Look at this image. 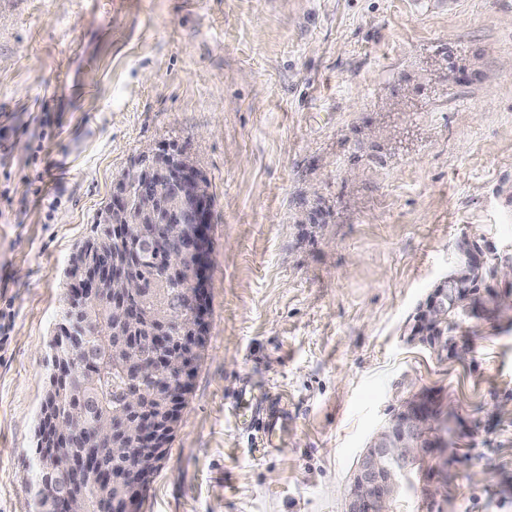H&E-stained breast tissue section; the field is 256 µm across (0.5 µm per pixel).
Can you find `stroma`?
<instances>
[{
    "label": "stroma",
    "instance_id": "stroma-1",
    "mask_svg": "<svg viewBox=\"0 0 512 512\" xmlns=\"http://www.w3.org/2000/svg\"><path fill=\"white\" fill-rule=\"evenodd\" d=\"M214 201L209 330L140 512H343L398 397L446 399L442 512H512V330L411 342L465 235L512 243V0H0V512H35L66 271L136 158ZM288 400L278 450L226 414Z\"/></svg>",
    "mask_w": 512,
    "mask_h": 512
}]
</instances>
